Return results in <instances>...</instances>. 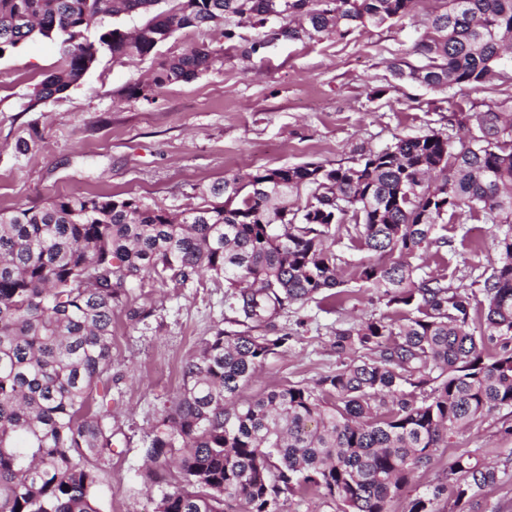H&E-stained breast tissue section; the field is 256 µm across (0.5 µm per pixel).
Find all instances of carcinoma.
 I'll return each instance as SVG.
<instances>
[{
    "label": "carcinoma",
    "mask_w": 512,
    "mask_h": 512,
    "mask_svg": "<svg viewBox=\"0 0 512 512\" xmlns=\"http://www.w3.org/2000/svg\"><path fill=\"white\" fill-rule=\"evenodd\" d=\"M0 0V54L55 39L61 63L29 109L76 85L107 51L143 59L187 28L248 19L271 41L345 38L392 25L415 0ZM398 79L437 90L504 81L512 0H432ZM145 14L130 35L86 32L99 17ZM279 27L266 29L273 20ZM201 44L158 63L163 87L199 77L219 58ZM476 105L448 116L465 131L402 137L350 166L305 163L226 177L212 202L175 220L136 199L74 195L0 213V512H99L96 462L112 455L110 410H91L112 369V311L144 274L184 285L224 280L228 327L182 366V390L148 455L180 448V482L154 512H287L311 495L336 512H389L394 493L476 421L512 414V113ZM492 224L496 260L476 275L482 299L426 271L453 247L448 223ZM368 253L356 279L398 321L371 317L334 332L346 357L314 384L289 383L239 403V392L288 347L273 320L292 304L347 290L342 239ZM263 326L267 333L254 335ZM498 473L464 451L448 470L452 507L474 512ZM441 489L409 512H440Z\"/></svg>",
    "instance_id": "cac0c4a2"
}]
</instances>
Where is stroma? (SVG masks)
<instances>
[{
	"instance_id": "obj_1",
	"label": "stroma",
	"mask_w": 512,
	"mask_h": 512,
	"mask_svg": "<svg viewBox=\"0 0 512 512\" xmlns=\"http://www.w3.org/2000/svg\"><path fill=\"white\" fill-rule=\"evenodd\" d=\"M428 0H417L401 22L340 39L279 40L262 60L241 51L259 32L233 18L238 38L223 60L198 78L164 86L148 98L131 89L150 84L158 60L202 43L224 40L212 31L183 30L142 60L104 52L61 98L28 107L34 86L60 62L57 42L36 38L0 58V213L39 207L54 197L113 195L176 213L200 203L203 190L233 174L309 162L348 165L395 138L448 132V116L470 104L491 105L512 86L438 91L393 76L392 62L419 37ZM496 229L476 221L452 224L454 250L430 269L449 283L469 280L471 269L493 264ZM349 297L291 306L276 319L288 349L270 358L242 391V399L288 383L314 384L340 363L336 329L368 316L399 319V311L360 288L353 268L366 259L345 250ZM149 309L134 320L130 309ZM224 284L202 276L185 285L145 276L127 305L112 315V379L107 396L115 446L100 460V512H152L159 486L145 483L152 432L180 393L181 367L224 328ZM499 415L439 449L424 470L399 490L390 512H408L419 493L444 484L454 456L469 450L496 465V485L480 491L478 512H512V438L499 434Z\"/></svg>"
}]
</instances>
